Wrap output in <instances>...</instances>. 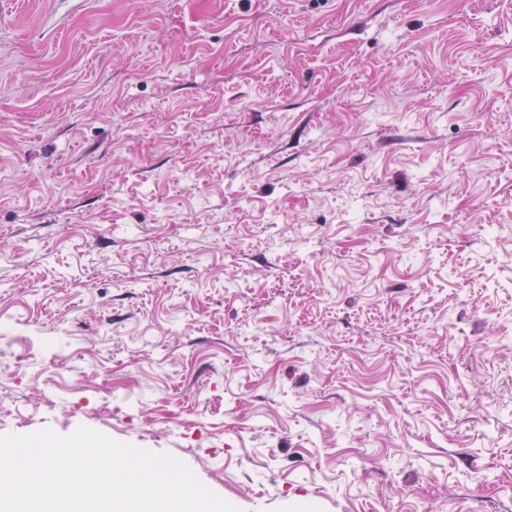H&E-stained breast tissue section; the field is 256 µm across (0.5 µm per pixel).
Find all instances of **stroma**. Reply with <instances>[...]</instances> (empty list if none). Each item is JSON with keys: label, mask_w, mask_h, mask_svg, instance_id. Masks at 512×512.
Returning a JSON list of instances; mask_svg holds the SVG:
<instances>
[{"label": "stroma", "mask_w": 512, "mask_h": 512, "mask_svg": "<svg viewBox=\"0 0 512 512\" xmlns=\"http://www.w3.org/2000/svg\"><path fill=\"white\" fill-rule=\"evenodd\" d=\"M0 329V434L512 512V0H0Z\"/></svg>", "instance_id": "obj_1"}]
</instances>
